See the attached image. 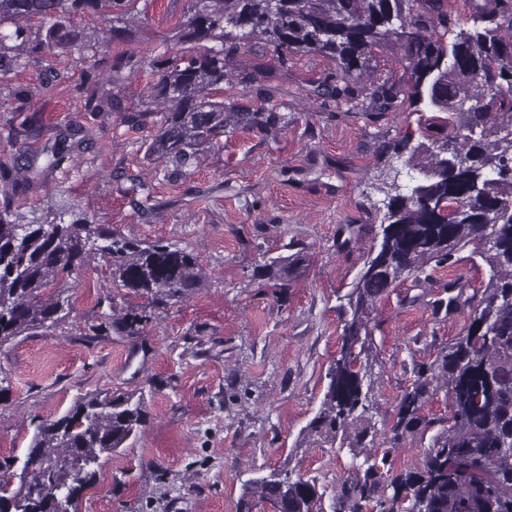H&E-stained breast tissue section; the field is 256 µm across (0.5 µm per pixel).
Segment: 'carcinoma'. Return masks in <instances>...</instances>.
<instances>
[{
  "label": "carcinoma",
  "instance_id": "carcinoma-1",
  "mask_svg": "<svg viewBox=\"0 0 512 512\" xmlns=\"http://www.w3.org/2000/svg\"><path fill=\"white\" fill-rule=\"evenodd\" d=\"M133 0H0V78L43 49L84 55L111 40L90 37L74 18L97 15L100 33L133 37L125 24ZM469 29L453 41L434 38L454 19L441 0H190L169 40L189 47L165 60L148 82L154 100L123 107L96 85L95 66L82 71L76 91L85 111L117 112L131 129L149 128L144 156L180 170L229 131L268 133L286 116L272 107L239 112L224 100L230 65L241 42L259 37L279 64L288 54H319L337 71L319 84L321 96L357 99L352 75L363 76L374 51L396 47L408 61L410 84L370 85L366 97L378 112L403 95L448 114V138L409 151L411 184L384 183V226L347 294L341 351L329 366L327 391L307 428L315 443L377 448L356 465L362 478L343 495L339 512H512V0H469ZM112 82L141 68L135 53L117 50L103 60ZM58 138L45 149L47 167L64 159L71 125L53 126ZM11 208L0 211V346L22 334L48 330L63 319L64 302L52 293L58 276L95 262L112 285L155 306L196 290L206 272L198 257L162 240L142 242L106 224H19ZM472 245L471 256L489 268L481 295L455 302L471 310L470 322L447 349L418 369L391 423L377 427L371 410L378 376L371 314L396 283L444 268ZM294 262L268 259L263 276L288 287ZM446 389L450 415L421 462L398 474L388 459L403 435L432 421L420 411L430 391ZM146 423L142 399L95 393L62 416L43 422L31 441L36 469L25 458L17 479L0 480V502L11 512H71L97 475L103 456L124 451ZM257 496L275 512H315V484L287 470L247 481L243 498Z\"/></svg>",
  "mask_w": 512,
  "mask_h": 512
}]
</instances>
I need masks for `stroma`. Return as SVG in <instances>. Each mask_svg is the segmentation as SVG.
<instances>
[{
	"label": "stroma",
	"instance_id": "35a3bbf8",
	"mask_svg": "<svg viewBox=\"0 0 512 512\" xmlns=\"http://www.w3.org/2000/svg\"><path fill=\"white\" fill-rule=\"evenodd\" d=\"M188 0H136V40L142 67L124 82L101 75L99 91L122 105L146 99L148 75L163 56L160 42L176 27ZM49 51L0 80V200L12 202L20 223L84 218L125 236L164 240L198 255L201 288L167 304L113 288L96 266L75 271L58 290L71 313L50 330L0 347V461L24 459L38 425L63 415L94 392L132 393L147 420L130 448L102 460L97 481L81 494L76 512H237L244 483L274 470L316 479L321 512H334L342 487L355 479L347 448L300 444L318 413L326 374L341 347L345 296L375 242L374 209L382 169L398 168L393 147L444 140L440 113L400 106L379 114L318 97L319 81L335 63L317 54L293 55L279 66L263 43L236 56L238 104L255 110L270 101L288 122L273 133L235 131L188 171L143 162L147 130L132 131L118 114L92 118L74 87L80 64L47 85ZM25 91L32 109L87 128L82 144L50 169L42 155L54 142L43 124L13 137L19 124L9 102ZM35 159L41 175L9 196L16 159ZM148 184L155 209L138 206L132 181ZM360 226L340 246L341 226ZM299 259L287 291L260 273L271 257ZM488 279L481 259H462L408 278L377 304L374 339L379 374L373 417L392 421L419 366L431 363L459 336L469 309H450L448 283L474 288ZM141 316L135 335L118 332L113 318ZM100 333H93V326ZM427 430L403 440L394 470L417 463L448 416L437 392L422 411Z\"/></svg>",
	"mask_w": 512,
	"mask_h": 512
}]
</instances>
